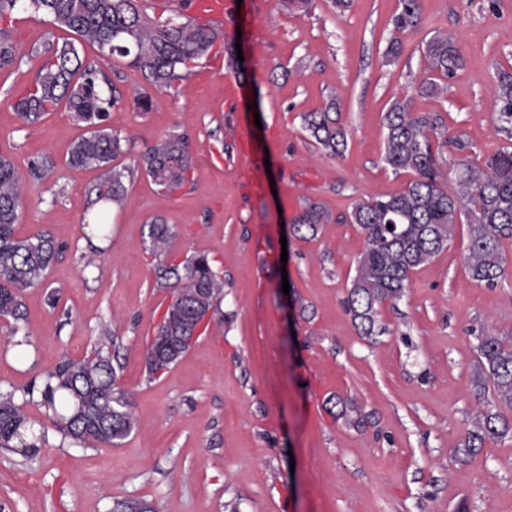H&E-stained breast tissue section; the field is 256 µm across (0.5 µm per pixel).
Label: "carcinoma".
I'll return each mask as SVG.
<instances>
[{"instance_id":"1","label":"carcinoma","mask_w":512,"mask_h":512,"mask_svg":"<svg viewBox=\"0 0 512 512\" xmlns=\"http://www.w3.org/2000/svg\"><path fill=\"white\" fill-rule=\"evenodd\" d=\"M399 2L384 54L388 63L401 56L402 35L422 22L421 0ZM20 8L48 17L50 23L73 35L71 40L49 41L43 46L41 66L12 107L26 126L34 128L63 102L71 118L87 128V135L68 149L66 164L101 171L102 180L89 198V206L97 207L96 223L106 224L112 207L124 206L127 184L140 176L169 196L190 183L194 163L188 140L180 134L163 135L132 167L115 164L133 146L134 137L109 122L110 114L123 109L126 100L120 88L123 72L111 62L125 59L141 72L146 86L135 89L130 106L135 112H147L153 93L179 92L191 69L213 48L217 34L189 19H152L138 0H0V22ZM84 45L97 49L101 64H83L79 51ZM423 59L419 91L437 96L447 91L448 78L464 61L456 42L445 33L430 38ZM14 62L8 31L0 27V69ZM495 92L501 132L511 138L512 71L497 70ZM338 113L333 100L303 115L305 130L332 158L343 157L347 149V133ZM439 126L438 117L416 111L409 98L393 101L384 114L383 160L395 173L410 174L411 180L404 191L385 199L359 201L350 213L351 223L365 234L366 247L346 309L362 336L384 332L379 323L381 305L403 296L411 272L447 248L457 223L468 224L472 279L493 286L504 275L500 244L512 238V148L505 146L478 164L462 161L457 189L450 192L439 162L448 140L438 132ZM50 167L46 159L34 160L23 171L0 156V319L13 335L24 320V292L46 283L50 267L63 250L50 236H15L27 179L44 177ZM329 220L327 211L309 202L292 219L289 233L303 238ZM175 236L161 217L148 225L147 249L158 260L156 285L175 293L148 347L147 364L153 375L170 368L189 348L183 337L191 335L201 318L217 306L224 288V279L204 256L168 261ZM477 352L482 374L493 384L498 403L512 410V348L496 336H481ZM47 378L56 379L57 384L45 386L41 404L55 410L72 439L115 446L133 431V412L116 387L112 355L104 352V346L80 360L64 361ZM511 430L512 422L501 412L487 411L459 452L476 455L486 439ZM14 440L28 449L36 447L41 436L26 427L23 406L14 402L13 394H0V448H11Z\"/></svg>"}]
</instances>
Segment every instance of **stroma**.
I'll return each instance as SVG.
<instances>
[{
    "mask_svg": "<svg viewBox=\"0 0 512 512\" xmlns=\"http://www.w3.org/2000/svg\"><path fill=\"white\" fill-rule=\"evenodd\" d=\"M398 8L399 0H242L230 18L242 72L204 58L179 97L157 93L149 112L111 114L113 128L136 137L120 165L178 133L195 171L172 196L138 178L111 213L106 247L94 251L77 242L99 173L64 163L82 127L61 109L29 129L12 107L42 63L32 48L52 27L22 10L7 20L16 61L0 69V155L22 169L43 156L55 163L31 182L15 231L49 235L64 250L45 286L24 295L30 368L9 362L14 338L0 326V393H22L108 335L136 425L120 445L80 444L28 404L53 438L33 453L0 449V512H121L129 501L153 512H512V433L469 459L455 454L495 405L479 337L512 345V240L503 243V277L488 287L472 280L468 227L456 225L447 249L411 273L405 296L381 307L382 335L360 336L344 307L365 247L350 212L409 180L383 162L389 105L409 96L416 111L440 117L452 141L442 162L451 186L459 161L508 143L495 72L512 69V0H422L421 26L390 65ZM438 31L455 36L465 59L440 96L418 91L422 50ZM332 100L348 132L340 159L323 154L301 120ZM241 123L274 178L254 196L235 185ZM309 200L329 223L312 237L285 236ZM156 215L176 233L174 260L207 255L224 290L207 331L153 375L145 348L171 299L145 249Z\"/></svg>",
    "mask_w": 512,
    "mask_h": 512,
    "instance_id": "35a3bbf8",
    "label": "stroma"
}]
</instances>
